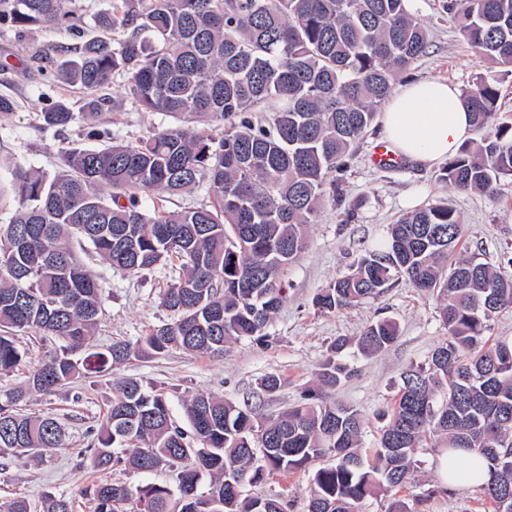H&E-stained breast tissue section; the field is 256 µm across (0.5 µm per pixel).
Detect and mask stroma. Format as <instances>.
I'll list each match as a JSON object with an SVG mask.
<instances>
[{
	"instance_id": "35a3bbf8",
	"label": "stroma",
	"mask_w": 512,
	"mask_h": 512,
	"mask_svg": "<svg viewBox=\"0 0 512 512\" xmlns=\"http://www.w3.org/2000/svg\"><path fill=\"white\" fill-rule=\"evenodd\" d=\"M447 2L410 0L411 11L426 26L430 38L426 54L412 65L409 78L441 79L461 90L479 78L497 83L501 91L498 118L512 123V73L489 64L462 38L455 19L445 9ZM92 26V20H85L78 37L57 27H39L22 34L0 30V95L15 102L13 114L0 120L1 155L52 173L62 167L65 150L93 147L83 122L58 132L46 128L41 119L42 112L59 101L80 110L82 90L50 83L41 70L21 66L34 55L41 57L44 67L52 66L61 48L80 45ZM122 83V76H115L99 92L104 100L101 121L117 139L145 138L173 126L170 116L142 111L123 97ZM378 144L379 127L374 124L348 160L342 196L327 202L317 223L309 225L306 250L282 275L286 296L266 328L268 342L240 340L221 358L174 349L160 357L113 365L107 372L78 378L50 394H29L19 405L21 412L56 418L65 441L43 457L14 458L0 465V502L21 497L29 502L31 512H43L49 497L64 496L72 499L73 512H94V501L83 494L87 486L106 480L132 487L171 482L173 471L168 467L139 473L119 468L100 472L91 466L95 434L112 402L115 381L140 378L165 391L171 414L183 427L188 424L185 401L201 392L236 405L249 403L275 416L296 404L306 388L316 386L319 366L330 355L336 338H355L372 320L387 317L399 326L395 344L370 357L343 352L341 358L350 373L326 392L327 399L352 405L361 413L363 449L375 448L381 416L394 404L402 372L409 365L425 363L432 350L448 338L439 303L403 280L377 298L340 312L318 311L314 296L349 272L366 249L386 236L390 224L442 200L456 209L463 224L458 253H479L495 264L512 251V178L502 179L493 197L476 191L458 192L437 181L436 169L406 159L392 166L376 164ZM79 256L102 288V317L93 344L133 343L170 321L172 314L162 306L160 294L175 277L174 269L128 274L111 268L90 250H81ZM20 341L26 356L12 372L0 375V397L23 387L32 371L62 345L61 339L38 329L23 333ZM269 374L282 380L272 393L260 387L261 378ZM444 444L443 438L428 437L416 455L414 480L367 501L360 512H387L395 501L405 502L409 512H493L483 490L467 478L442 487L436 458ZM309 489L308 473L297 470L273 474L260 485L246 487L245 492L280 494L289 501L290 512H307Z\"/></svg>"
}]
</instances>
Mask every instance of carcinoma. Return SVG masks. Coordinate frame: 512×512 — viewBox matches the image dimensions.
I'll list each match as a JSON object with an SVG mask.
<instances>
[{
  "mask_svg": "<svg viewBox=\"0 0 512 512\" xmlns=\"http://www.w3.org/2000/svg\"><path fill=\"white\" fill-rule=\"evenodd\" d=\"M80 2L0 0V28L75 29ZM448 10L485 60L512 72V0H449ZM95 22L112 36L84 42L49 71L50 80L84 90L81 112L57 102L42 119L64 128L79 116L107 144L65 152L52 174L0 158L11 173L9 187L0 186V211L11 207L0 224V373L24 359L21 332L38 328L67 342L25 388L0 399L1 458L63 445L54 418L17 410L30 391L52 393L114 363L173 349L222 358L233 340L266 338L284 298L281 273L307 248V225L336 198L354 144L429 44L408 0H112ZM116 75L140 109L178 125L135 142L99 128L95 92ZM499 99L497 86L482 79L463 93L474 125L493 131L449 158L439 182L492 196L512 176V125L496 122ZM266 110L269 117H255ZM200 186L212 199L207 207L150 212L140 204L146 193ZM461 237L448 203L417 209L314 299L319 311L339 312L400 279L440 299L448 340L402 372L372 458L360 451L361 413L323 393L348 374L336 361L345 338L319 367L320 389L287 412L265 417L198 393L184 408L190 435L172 419L163 390L128 378L114 383L92 466L169 465L174 481L96 484L95 512H125L133 497L140 512H287L281 495L251 496L245 487L302 469L311 480L307 512H357L408 483L430 435L478 455L495 512H512V343L488 336L493 316L512 309V256L497 267L475 253L448 260ZM76 240L133 274L178 262L162 293L171 321L134 344L73 358L101 314L99 285L74 252ZM398 336L394 321L377 319L356 345L379 354Z\"/></svg>",
  "mask_w": 512,
  "mask_h": 512,
  "instance_id": "carcinoma-1",
  "label": "carcinoma"
}]
</instances>
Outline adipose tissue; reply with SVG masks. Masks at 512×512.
Returning a JSON list of instances; mask_svg holds the SVG:
<instances>
[{
	"mask_svg": "<svg viewBox=\"0 0 512 512\" xmlns=\"http://www.w3.org/2000/svg\"><path fill=\"white\" fill-rule=\"evenodd\" d=\"M380 135L399 155L432 167L454 156L472 136L460 91L437 79L403 85L388 101Z\"/></svg>",
	"mask_w": 512,
	"mask_h": 512,
	"instance_id": "obj_1",
	"label": "adipose tissue"
}]
</instances>
